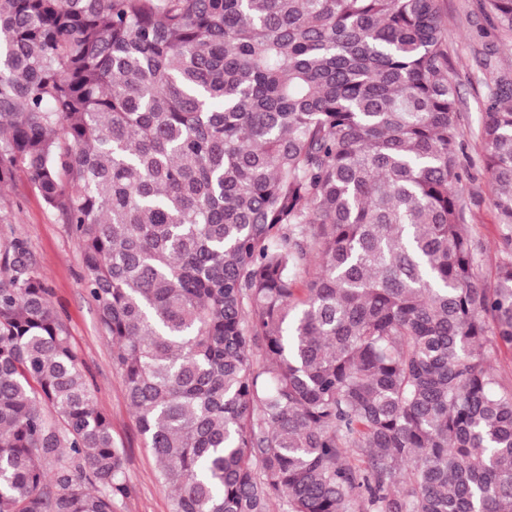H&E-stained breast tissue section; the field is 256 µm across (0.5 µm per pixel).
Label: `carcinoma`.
I'll use <instances>...</instances> for the list:
<instances>
[{
	"label": "carcinoma",
	"mask_w": 512,
	"mask_h": 512,
	"mask_svg": "<svg viewBox=\"0 0 512 512\" xmlns=\"http://www.w3.org/2000/svg\"><path fill=\"white\" fill-rule=\"evenodd\" d=\"M459 119L441 0H0V187L79 242L172 512H512V75L478 131L492 284ZM128 492L0 234V512ZM491 365L495 374L503 380L504 387L512 390V353L502 349L492 354Z\"/></svg>",
	"instance_id": "obj_1"
}]
</instances>
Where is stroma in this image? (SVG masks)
Returning <instances> with one entry per match:
<instances>
[{
  "mask_svg": "<svg viewBox=\"0 0 512 512\" xmlns=\"http://www.w3.org/2000/svg\"><path fill=\"white\" fill-rule=\"evenodd\" d=\"M448 17V54L461 100L463 130L460 160L468 176L462 192L468 203L467 222L478 242L479 272L492 279L498 261L497 212L490 178L480 162L483 104L491 75L482 65L491 59L512 70V37L489 24L483 0H443ZM0 229L24 237L51 300L67 328L98 407L112 421V436L126 455L128 495L114 512H172V492L155 478L156 463L136 425L123 385L112 368V346L98 320L95 302L84 286L81 248L60 215L49 210L25 173L0 189Z\"/></svg>",
  "mask_w": 512,
  "mask_h": 512,
  "instance_id": "stroma-1",
  "label": "stroma"
}]
</instances>
